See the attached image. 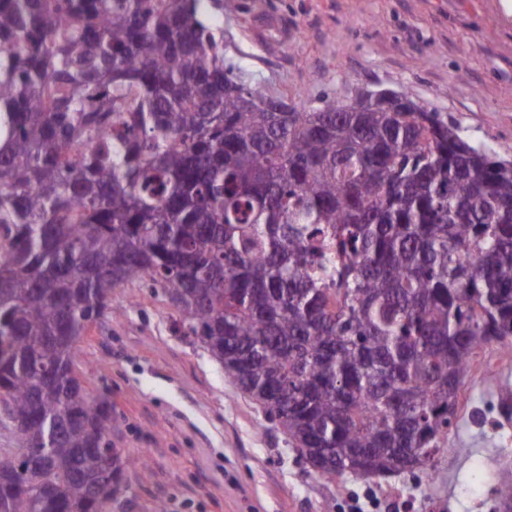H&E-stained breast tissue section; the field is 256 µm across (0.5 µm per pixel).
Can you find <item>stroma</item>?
I'll return each instance as SVG.
<instances>
[{"label": "stroma", "instance_id": "stroma-1", "mask_svg": "<svg viewBox=\"0 0 512 512\" xmlns=\"http://www.w3.org/2000/svg\"><path fill=\"white\" fill-rule=\"evenodd\" d=\"M224 53L266 95L309 105L389 89L448 114L462 136L512 161V16L500 0H204ZM119 314L93 325L78 368L112 402L110 441L147 454L112 512H499L512 468V357L480 350L459 391L452 451L431 473L323 475L204 348L177 331L160 290L121 286Z\"/></svg>", "mask_w": 512, "mask_h": 512}]
</instances>
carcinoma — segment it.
Returning a JSON list of instances; mask_svg holds the SVG:
<instances>
[{"label":"carcinoma","instance_id":"cac0c4a2","mask_svg":"<svg viewBox=\"0 0 512 512\" xmlns=\"http://www.w3.org/2000/svg\"><path fill=\"white\" fill-rule=\"evenodd\" d=\"M201 2L0 0V512H111L149 469L73 377L125 284L340 474L428 469L512 347V162L404 93L269 111Z\"/></svg>","mask_w":512,"mask_h":512}]
</instances>
